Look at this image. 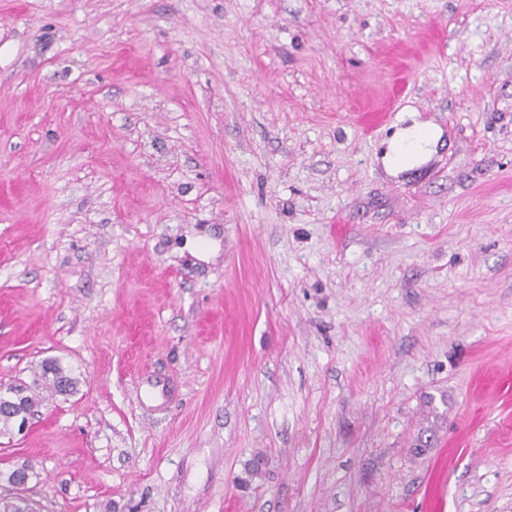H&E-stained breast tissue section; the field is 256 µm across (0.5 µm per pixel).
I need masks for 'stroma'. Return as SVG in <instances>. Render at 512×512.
<instances>
[{
	"label": "stroma",
	"instance_id": "stroma-1",
	"mask_svg": "<svg viewBox=\"0 0 512 512\" xmlns=\"http://www.w3.org/2000/svg\"><path fill=\"white\" fill-rule=\"evenodd\" d=\"M51 359L39 512H512V0H0V384ZM412 124L398 127L383 140L382 163L391 174L411 171L425 164L435 152L441 130L417 121L409 115ZM41 383H35L36 386H42L46 389L58 393V383L61 380H66L69 387L70 393L73 394L77 391L80 380L78 377L71 375L70 372L65 369L56 361H46L41 366V373L39 374Z\"/></svg>",
	"mask_w": 512,
	"mask_h": 512
}]
</instances>
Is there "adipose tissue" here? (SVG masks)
Segmentation results:
<instances>
[{
    "instance_id": "adipose-tissue-1",
    "label": "adipose tissue",
    "mask_w": 512,
    "mask_h": 512,
    "mask_svg": "<svg viewBox=\"0 0 512 512\" xmlns=\"http://www.w3.org/2000/svg\"><path fill=\"white\" fill-rule=\"evenodd\" d=\"M440 136L438 127L419 121L396 128L383 141L384 167L396 175L422 166L433 155Z\"/></svg>"
}]
</instances>
